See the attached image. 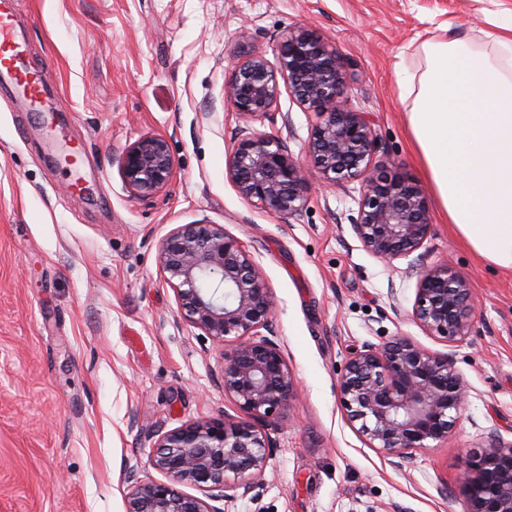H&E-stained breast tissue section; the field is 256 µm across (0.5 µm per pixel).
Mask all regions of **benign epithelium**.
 Instances as JSON below:
<instances>
[{"label": "benign epithelium", "instance_id": "7a95c632", "mask_svg": "<svg viewBox=\"0 0 512 512\" xmlns=\"http://www.w3.org/2000/svg\"><path fill=\"white\" fill-rule=\"evenodd\" d=\"M275 62L254 51L224 83L239 123L226 174L237 193L271 215L298 218L315 170L325 183H360L350 226L362 248L392 262L409 260L417 276L413 320L450 343L469 337L474 305L468 282L421 252L431 224L422 190L390 162L376 163L369 113L348 106V75L328 41L307 26L281 32ZM316 116L300 161L278 135L249 132L275 115L282 91ZM119 171L139 194L165 187L175 174L168 140L145 134L123 151ZM159 264L181 318L214 342L231 344L219 384L236 414L189 421L157 434L152 467L163 481L127 478L125 512H230L262 484L276 440L269 426L297 400V383L275 325L274 295L243 242L218 224H179L162 239ZM222 296H217L219 288ZM337 396L349 422L372 448L405 459L443 442L467 397L455 353L431 352L408 336L365 344L340 369ZM197 489L186 493L179 486ZM465 512H512V440L491 431L467 455Z\"/></svg>", "mask_w": 512, "mask_h": 512}]
</instances>
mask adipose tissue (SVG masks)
I'll return each mask as SVG.
<instances>
[{"instance_id": "obj_1", "label": "adipose tissue", "mask_w": 512, "mask_h": 512, "mask_svg": "<svg viewBox=\"0 0 512 512\" xmlns=\"http://www.w3.org/2000/svg\"><path fill=\"white\" fill-rule=\"evenodd\" d=\"M424 42L425 66L398 74L421 171L442 215L487 261L512 270V38Z\"/></svg>"}]
</instances>
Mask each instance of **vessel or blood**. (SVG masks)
I'll return each mask as SVG.
<instances>
[{"instance_id": "obj_1", "label": "vessel or blood", "mask_w": 512, "mask_h": 512, "mask_svg": "<svg viewBox=\"0 0 512 512\" xmlns=\"http://www.w3.org/2000/svg\"><path fill=\"white\" fill-rule=\"evenodd\" d=\"M0 70L12 75L32 104H39L43 92L41 69L26 59L10 11L0 8Z\"/></svg>"}]
</instances>
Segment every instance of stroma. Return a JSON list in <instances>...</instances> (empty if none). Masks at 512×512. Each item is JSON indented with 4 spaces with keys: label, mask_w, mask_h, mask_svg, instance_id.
<instances>
[{
    "label": "stroma",
    "mask_w": 512,
    "mask_h": 512,
    "mask_svg": "<svg viewBox=\"0 0 512 512\" xmlns=\"http://www.w3.org/2000/svg\"><path fill=\"white\" fill-rule=\"evenodd\" d=\"M512 0H16L17 32L46 69V113L0 90V512H125L126 473L161 480L154 434L232 412L216 382L226 348L178 314L159 245L179 224H220L259 264L299 397L278 424L264 481L231 512H464L467 449L512 439V271L481 258L428 199L427 260L465 277L471 335L456 348L411 318L417 279L366 252L348 218L359 183L313 182L296 219L261 212L225 163L237 131L224 81L249 47L285 28L328 39L369 113L376 160L413 179L397 71L422 44L475 50ZM290 126L262 118L296 157L316 122L288 95ZM165 136L176 173L149 196L119 173L129 143ZM408 336L455 350L467 386L460 425L400 465L368 447L337 399L349 353Z\"/></svg>",
    "instance_id": "obj_1"
}]
</instances>
